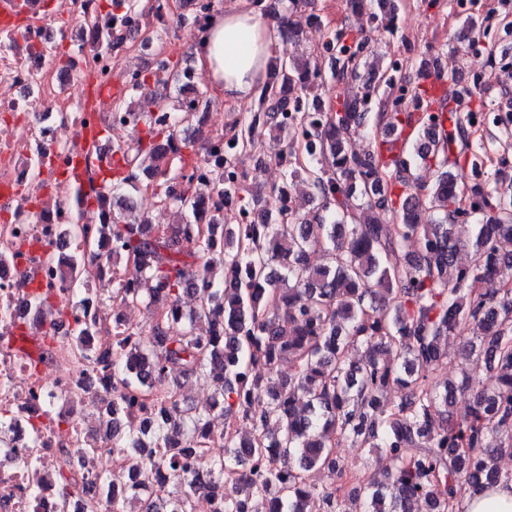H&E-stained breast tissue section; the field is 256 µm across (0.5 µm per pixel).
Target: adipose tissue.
<instances>
[{"mask_svg": "<svg viewBox=\"0 0 512 512\" xmlns=\"http://www.w3.org/2000/svg\"><path fill=\"white\" fill-rule=\"evenodd\" d=\"M273 33L274 23L264 13L248 0H235L211 17L195 46L197 67L225 100L248 102L275 52Z\"/></svg>", "mask_w": 512, "mask_h": 512, "instance_id": "adipose-tissue-1", "label": "adipose tissue"}]
</instances>
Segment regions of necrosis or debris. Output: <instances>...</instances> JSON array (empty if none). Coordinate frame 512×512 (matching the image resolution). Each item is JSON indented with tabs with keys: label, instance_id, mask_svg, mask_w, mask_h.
Here are the masks:
<instances>
[{
	"label": "necrosis or debris",
	"instance_id": "1",
	"mask_svg": "<svg viewBox=\"0 0 512 512\" xmlns=\"http://www.w3.org/2000/svg\"><path fill=\"white\" fill-rule=\"evenodd\" d=\"M11 2L14 12L0 17V512H88L90 502L112 493L101 486L100 472L125 463L89 423L112 400V371L103 362L116 337L142 329L130 316L132 304L99 293L104 283L134 284L138 269L121 272L105 262L69 275L82 247L71 226H83L104 252L112 250V200L101 182L112 149L86 147L80 133L131 128L145 116L160 125L178 119L172 108L154 105L116 112L115 95L134 84L132 48L98 46L103 36L118 38L132 27L153 33L154 18L168 17L172 0L110 16L103 0ZM211 15L210 0H189L186 39L151 43V66L190 49ZM61 53L67 64H53ZM213 110L201 103L190 116L212 142L206 161L191 167L201 184L224 158V127L212 122ZM77 289L80 303L59 312L33 300L38 291L55 303ZM79 320L89 327L85 351L71 343ZM23 330L37 339V360L14 344ZM57 466L74 482L65 499L53 477Z\"/></svg>",
	"mask_w": 512,
	"mask_h": 512
}]
</instances>
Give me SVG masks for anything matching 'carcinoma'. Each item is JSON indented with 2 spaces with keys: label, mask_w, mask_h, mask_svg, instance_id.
I'll return each instance as SVG.
<instances>
[{
  "label": "carcinoma",
  "mask_w": 512,
  "mask_h": 512,
  "mask_svg": "<svg viewBox=\"0 0 512 512\" xmlns=\"http://www.w3.org/2000/svg\"><path fill=\"white\" fill-rule=\"evenodd\" d=\"M376 3L388 8L377 32L394 35L397 5ZM308 5L290 0L279 30L285 48L258 89L257 111L224 130V167L243 168L268 130L282 144V184L301 179L312 211L283 204L259 213L254 190L219 168L204 191L170 169L165 147L174 143L189 160L205 159L189 124L179 130L146 119L142 129H112L113 185L135 188L137 171L184 180L170 199L174 224L162 231L129 205L113 214L112 255L136 253L142 280L117 293L176 304L198 291L200 302L175 318L163 312L151 343L125 336L112 347L105 428L123 436L126 464L140 481L112 499L110 512H125L129 500L143 503L142 512H163L172 497L181 512H195L201 498L213 512H314L317 503L324 512H464L466 494L512 481L496 465L512 448V187L458 181L457 162L476 170L481 161L472 114L446 111L445 96L431 99L436 111L420 118L406 111L393 93L416 100L424 88L392 65L362 76L364 37L332 31L321 48L290 52L292 35L315 19ZM179 73L176 61L162 74L145 71L132 95ZM328 75L357 83L333 106L308 97ZM366 130L375 149L361 155L350 143ZM393 141L399 151L388 159L383 145ZM422 169L435 178L423 180ZM205 199L215 224L229 202L252 220L242 230L224 225L222 250L211 225L198 222ZM473 214L484 220L464 241L456 222ZM464 247L468 265L458 259ZM316 250L325 263L314 267L308 258ZM488 279L501 282L493 295L480 288ZM465 327L473 334L465 357L492 383L476 388L469 411L456 418L448 408L457 386L439 387L429 373L447 359L448 337ZM284 361L294 373L272 378ZM173 375L208 377L212 401L201 411L183 404L167 382ZM394 386L404 394L389 406ZM241 418L252 423L245 436L235 428ZM494 433L508 446L490 447ZM339 440L361 456L379 450L371 479L358 481L336 457ZM219 442L224 456L200 477L191 459ZM314 468L334 482H308Z\"/></svg>",
  "instance_id": "carcinoma-1"
}]
</instances>
